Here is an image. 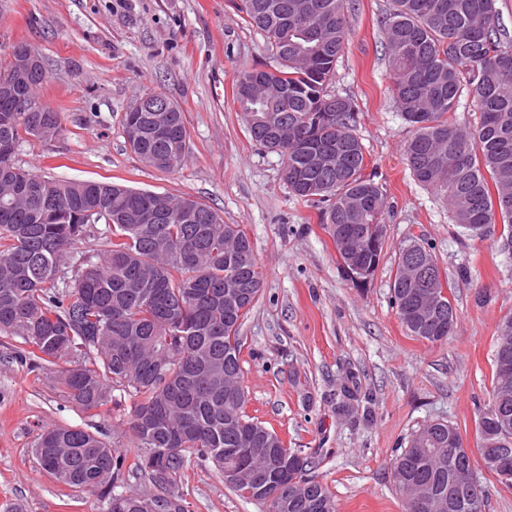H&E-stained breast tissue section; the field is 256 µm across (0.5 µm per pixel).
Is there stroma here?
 I'll list each match as a JSON object with an SVG mask.
<instances>
[{
  "label": "stroma",
  "instance_id": "stroma-1",
  "mask_svg": "<svg viewBox=\"0 0 512 512\" xmlns=\"http://www.w3.org/2000/svg\"><path fill=\"white\" fill-rule=\"evenodd\" d=\"M390 3L352 0L331 86L357 104L365 172L386 198L387 245L373 276L355 282L317 209L283 184L280 155L245 129L235 76L268 63L270 52L233 0H0V50L17 42L38 50L41 95L66 128L58 139L24 141L19 166L191 196L251 240L263 287L240 331L246 411L314 457L337 512H404L391 464L429 421H448L465 447L479 448L498 326L512 315V257L500 250V226L466 235L446 199L407 166L412 129L381 30ZM151 91L181 107L190 134L187 161L168 171L142 162L123 131L125 112ZM417 238L432 247L455 312L452 332L435 343L408 335L391 298L396 253ZM18 345L0 333V512H101L97 494L42 469L35 444L48 426H101L134 464L126 426L134 399L116 390L106 406L84 410L56 380L64 363L28 369L15 358ZM179 491L188 512H268L194 455Z\"/></svg>",
  "mask_w": 512,
  "mask_h": 512
}]
</instances>
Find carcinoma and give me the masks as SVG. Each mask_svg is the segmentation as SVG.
Returning <instances> with one entry per match:
<instances>
[{"mask_svg":"<svg viewBox=\"0 0 512 512\" xmlns=\"http://www.w3.org/2000/svg\"><path fill=\"white\" fill-rule=\"evenodd\" d=\"M497 0H392L383 18L388 65L403 119L415 127L405 144L415 179L448 200L458 226L496 223L501 249L512 250V33L498 17ZM349 0H240L248 23L272 50L264 68L236 76L235 100L251 139L269 149L274 126L288 120L280 144L288 167L284 184L296 199L319 209L339 260L352 232L386 237L382 189L365 175L364 146L355 133L356 105L330 93L347 34ZM44 64L32 66L20 96L37 91ZM480 114L462 128L448 114L461 98ZM336 100L328 112L326 101ZM16 98H0V333L21 338L16 358L32 369L70 363L60 377L68 398L92 410L121 388L137 398L128 432L139 450L128 468L106 441V430L52 427L35 445L43 470L66 485L98 493L105 512H149V502L170 490L176 500L187 453L209 461L219 474L228 467L267 472L266 492L245 482L230 488L268 504V512H336L329 488L310 474L311 457L288 448L275 431L245 412L242 383L243 320L258 300L263 276L253 245L239 226L224 223L211 206L97 181L36 176L15 162L21 142L64 134L62 113L16 112ZM124 114V132H136L130 149L161 171L184 162L189 132L183 112ZM425 112L433 124L416 126ZM438 149L448 168L430 176L421 161ZM324 156L328 169L312 160ZM495 190H490V186ZM167 210L159 222L140 216ZM106 225L100 253L80 263L75 277L62 271L65 253L88 224ZM382 250L353 255L375 273ZM392 298L408 335L429 342L448 337V305L437 318H418L420 286L406 281L399 249ZM248 293L228 303L226 288ZM502 374L494 359L490 399L478 420L489 435L487 453L512 471V400H498ZM444 420L424 424L394 460L398 488L421 485L441 502V512H483L485 488L461 484L476 469L467 449ZM145 473L153 493L125 489L132 473Z\"/></svg>","mask_w":512,"mask_h":512,"instance_id":"obj_1","label":"carcinoma"}]
</instances>
